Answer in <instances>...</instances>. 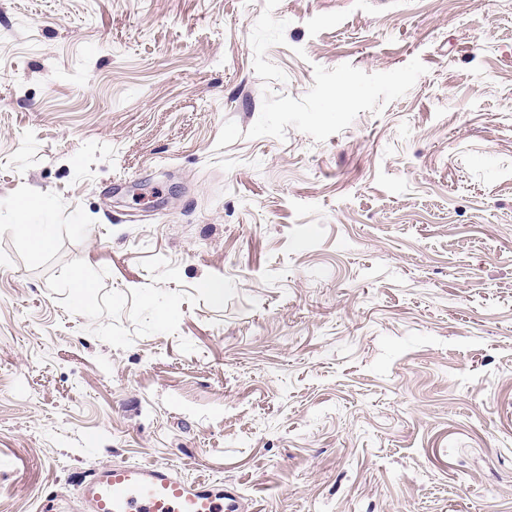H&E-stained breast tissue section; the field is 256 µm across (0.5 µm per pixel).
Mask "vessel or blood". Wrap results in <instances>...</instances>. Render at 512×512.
Instances as JSON below:
<instances>
[{
  "instance_id": "obj_1",
  "label": "vessel or blood",
  "mask_w": 512,
  "mask_h": 512,
  "mask_svg": "<svg viewBox=\"0 0 512 512\" xmlns=\"http://www.w3.org/2000/svg\"><path fill=\"white\" fill-rule=\"evenodd\" d=\"M82 512H243L234 490L186 480L163 464L113 463L91 469L79 488Z\"/></svg>"
}]
</instances>
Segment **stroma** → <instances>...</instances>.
<instances>
[{
	"label": "stroma",
	"mask_w": 512,
	"mask_h": 512,
	"mask_svg": "<svg viewBox=\"0 0 512 512\" xmlns=\"http://www.w3.org/2000/svg\"><path fill=\"white\" fill-rule=\"evenodd\" d=\"M114 462L512 512V0H0V512ZM14 229L35 251L44 250L50 244V235L44 224H16Z\"/></svg>",
	"instance_id": "35a3bbf8"
}]
</instances>
